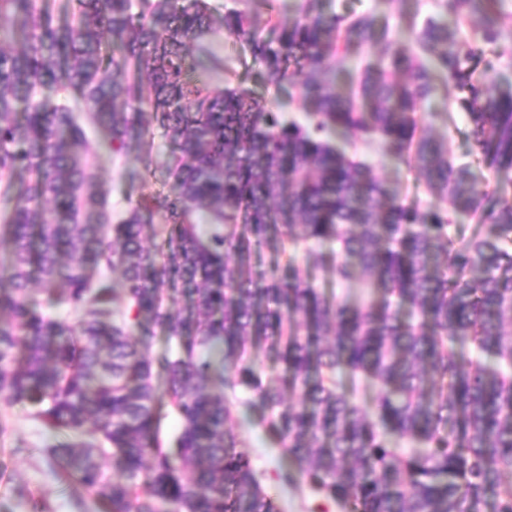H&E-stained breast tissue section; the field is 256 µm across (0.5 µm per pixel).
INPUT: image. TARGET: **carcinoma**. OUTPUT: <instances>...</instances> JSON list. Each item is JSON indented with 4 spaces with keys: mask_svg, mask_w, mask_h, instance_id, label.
<instances>
[{
    "mask_svg": "<svg viewBox=\"0 0 512 512\" xmlns=\"http://www.w3.org/2000/svg\"><path fill=\"white\" fill-rule=\"evenodd\" d=\"M503 2L438 0L453 26L406 43L323 0L268 31L207 0H76L65 23L0 0V394L104 512H279L242 427L349 512H512V85L478 70L512 44ZM218 21L303 119L201 80ZM353 47L379 57L341 91ZM450 85L490 190L417 120ZM157 136L166 183L114 208L101 150ZM373 143L426 199L348 152Z\"/></svg>",
    "mask_w": 512,
    "mask_h": 512,
    "instance_id": "cac0c4a2",
    "label": "carcinoma"
}]
</instances>
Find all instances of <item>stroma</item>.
<instances>
[{
    "label": "stroma",
    "mask_w": 512,
    "mask_h": 512,
    "mask_svg": "<svg viewBox=\"0 0 512 512\" xmlns=\"http://www.w3.org/2000/svg\"><path fill=\"white\" fill-rule=\"evenodd\" d=\"M327 10L354 14L373 13L401 33L408 35L412 25L421 24L437 15L435 0H403L399 9H391L385 0H326ZM209 41L223 53L224 72L210 74L214 85L242 84L256 94H264L262 67L250 59H242L233 48V37L216 28ZM418 118L435 133L448 137V147L456 158H464L469 142L468 123L464 112L446 109L442 100L423 104ZM6 432L0 435V512H31L33 501H42L48 512H103L100 503L77 484L63 480L41 453L46 440L38 422L26 409L0 400V424ZM254 459L262 486L273 495L280 512H317L322 505L319 495L312 491L295 493L284 490L276 479L282 464L277 449L265 447L255 432L241 429Z\"/></svg>",
    "instance_id": "35a3bbf8"
}]
</instances>
